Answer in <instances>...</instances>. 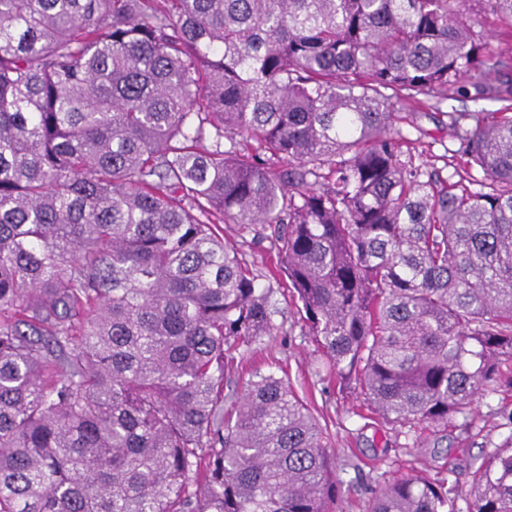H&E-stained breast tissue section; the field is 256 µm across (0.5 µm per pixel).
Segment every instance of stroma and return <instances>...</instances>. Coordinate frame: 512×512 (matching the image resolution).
<instances>
[{
    "mask_svg": "<svg viewBox=\"0 0 512 512\" xmlns=\"http://www.w3.org/2000/svg\"><path fill=\"white\" fill-rule=\"evenodd\" d=\"M498 107L492 100L467 97L445 101L436 108L395 103L397 126L407 138L402 147L404 159L452 182L458 181L463 171L482 179L480 170H465L448 114L493 112ZM218 231L245 253L257 273H267L273 251L268 225L244 229L222 224ZM272 304L275 333L234 350L235 368L224 379V401L232 403L243 394L252 372L286 373L336 453L343 512H364L374 490L401 473L441 475L459 490H467L473 467L512 442V362L502 363L498 387L475 398L468 418L457 419L445 429L391 424L367 410L356 380L345 381L320 371L322 355L307 335L290 296L275 292Z\"/></svg>",
    "mask_w": 512,
    "mask_h": 512,
    "instance_id": "obj_1",
    "label": "stroma"
}]
</instances>
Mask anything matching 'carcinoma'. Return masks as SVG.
Returning a JSON list of instances; mask_svg holds the SVG:
<instances>
[{
  "instance_id": "cac0c4a2",
  "label": "carcinoma",
  "mask_w": 512,
  "mask_h": 512,
  "mask_svg": "<svg viewBox=\"0 0 512 512\" xmlns=\"http://www.w3.org/2000/svg\"><path fill=\"white\" fill-rule=\"evenodd\" d=\"M476 2L512 36V0ZM469 3L0 0V512H335L287 379L224 411L275 289L219 224L273 225L308 335L388 422L446 427L497 387L512 79ZM471 88L503 103L459 134L475 192L402 160L393 112ZM447 483L366 512H461ZM469 498L512 512V448Z\"/></svg>"
}]
</instances>
